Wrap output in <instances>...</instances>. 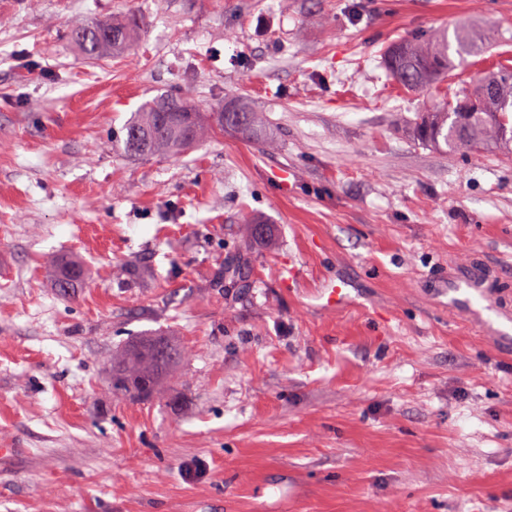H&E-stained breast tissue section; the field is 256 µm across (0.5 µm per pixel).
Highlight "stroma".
Returning <instances> with one entry per match:
<instances>
[{
	"mask_svg": "<svg viewBox=\"0 0 512 512\" xmlns=\"http://www.w3.org/2000/svg\"><path fill=\"white\" fill-rule=\"evenodd\" d=\"M460 26L488 50L435 94L381 68ZM505 59L512 0H0V512H512V342L446 296L479 264L512 310V159L412 133ZM184 89L260 136L127 155ZM151 339L180 358L113 394ZM138 24L135 20L112 22H79L70 27V37L87 59H96L108 52L128 49L135 38ZM217 124L222 129H233L246 137H255L261 132L263 121L258 117L257 112L235 105L224 107L222 112H217Z\"/></svg>",
	"mask_w": 512,
	"mask_h": 512,
	"instance_id": "obj_1",
	"label": "stroma"
}]
</instances>
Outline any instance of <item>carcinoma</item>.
<instances>
[{
	"label": "carcinoma",
	"instance_id": "1",
	"mask_svg": "<svg viewBox=\"0 0 512 512\" xmlns=\"http://www.w3.org/2000/svg\"><path fill=\"white\" fill-rule=\"evenodd\" d=\"M137 29L133 19L112 24L79 22L71 25L70 37L86 58L96 59L128 49ZM483 52L484 42L478 36L459 30L452 40L443 33L393 41L384 48L382 60L396 83L408 91L421 92L437 88L465 65L467 57ZM188 108L185 92H163L147 100L122 128L124 150L139 156L176 154L194 144L204 134L206 124L201 113ZM217 124L255 137L263 121L258 113L235 105L217 113ZM415 133L422 141L444 146L450 153L495 146L511 155L512 67L500 66L485 73L473 85L456 92L455 99L423 113Z\"/></svg>",
	"mask_w": 512,
	"mask_h": 512
}]
</instances>
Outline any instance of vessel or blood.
Returning <instances> with one entry per match:
<instances>
[{"label":"vessel or blood","instance_id":"vessel-or-blood-1","mask_svg":"<svg viewBox=\"0 0 512 512\" xmlns=\"http://www.w3.org/2000/svg\"><path fill=\"white\" fill-rule=\"evenodd\" d=\"M492 280L488 274L455 273L448 278V303L479 316L487 331L512 336V313L494 307L489 302Z\"/></svg>","mask_w":512,"mask_h":512}]
</instances>
